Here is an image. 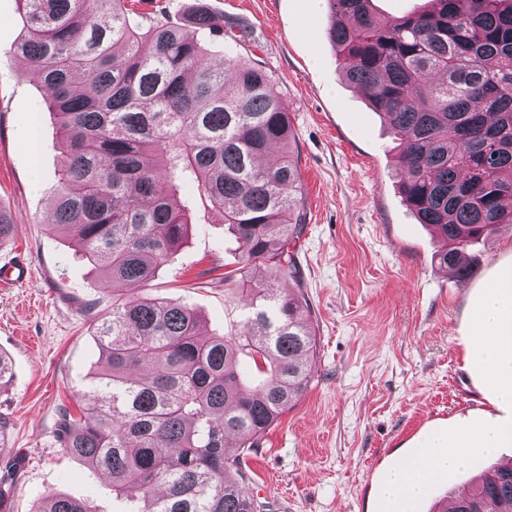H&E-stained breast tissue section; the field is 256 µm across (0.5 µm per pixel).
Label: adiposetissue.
Segmentation results:
<instances>
[{
  "mask_svg": "<svg viewBox=\"0 0 512 512\" xmlns=\"http://www.w3.org/2000/svg\"><path fill=\"white\" fill-rule=\"evenodd\" d=\"M512 343V271L503 272L484 296L478 316L474 360L483 368L499 398L512 403V358L502 353ZM512 444V423L489 428L466 427L454 434L427 435L422 461L403 466L389 477L385 493L391 512H411L410 503L426 483L467 463L475 453H487L499 445Z\"/></svg>",
  "mask_w": 512,
  "mask_h": 512,
  "instance_id": "1",
  "label": "adipose tissue"
}]
</instances>
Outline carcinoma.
Returning a JSON list of instances; mask_svg holds the SVG:
<instances>
[{"instance_id":"carcinoma-1","label":"carcinoma","mask_w":512,"mask_h":512,"mask_svg":"<svg viewBox=\"0 0 512 512\" xmlns=\"http://www.w3.org/2000/svg\"><path fill=\"white\" fill-rule=\"evenodd\" d=\"M129 0H19L13 53L49 92L60 165L49 229L114 285H145L192 224V189L240 251L224 275L248 316L207 336L189 304L125 296L97 320L96 396L60 413L66 454L111 479L130 512H265L245 493L246 458L308 388L317 353L290 245L302 230L301 177L273 75L227 52L220 62L165 12ZM325 38L399 156L403 201L464 281L466 252L512 225V0H428L390 20L371 0H325ZM193 27L228 46L246 35ZM37 512H96L64 494ZM512 512V461L489 466L452 506Z\"/></svg>"}]
</instances>
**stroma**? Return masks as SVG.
<instances>
[{"mask_svg":"<svg viewBox=\"0 0 512 512\" xmlns=\"http://www.w3.org/2000/svg\"><path fill=\"white\" fill-rule=\"evenodd\" d=\"M214 23L247 31L240 57L271 72L290 113L304 187L297 242L317 360L308 389L247 459L245 492L268 512H381L386 473L418 451L424 433L493 422L500 405L471 359L477 310L499 272L512 268V227L468 251L461 281L435 258L438 243L399 194L395 143L361 91L341 77L323 34L325 9L311 0H136L188 26L199 7ZM21 32L18 0H0V206L14 217L0 265L24 261L25 284H0V352L14 379L0 392L10 425L0 448L13 512H35L57 492L99 512L116 505L107 478L62 452L61 406L76 407L101 368L93 336L112 310L111 288L49 229L58 150L46 94L9 57ZM189 236L155 278L125 294L185 301L206 333L240 324L245 312L221 278L239 266L237 246L216 213L194 209ZM512 458V446L477 457L434 483L419 502L430 512L478 471Z\"/></svg>","mask_w":512,"mask_h":512,"instance_id":"obj_1","label":"stroma"}]
</instances>
